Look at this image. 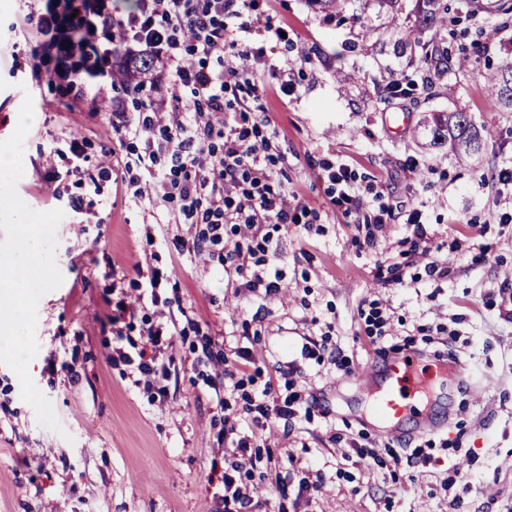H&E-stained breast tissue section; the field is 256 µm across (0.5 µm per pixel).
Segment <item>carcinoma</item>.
<instances>
[{
	"label": "carcinoma",
	"mask_w": 512,
	"mask_h": 512,
	"mask_svg": "<svg viewBox=\"0 0 512 512\" xmlns=\"http://www.w3.org/2000/svg\"><path fill=\"white\" fill-rule=\"evenodd\" d=\"M483 9L506 23L512 20V0H495L483 5ZM413 12L414 25L392 44L394 56L410 60L417 48L426 46L439 66H448V51L439 49L436 44L447 25L448 0H415ZM148 70L149 64L145 61L130 63L126 67L125 80L141 89L147 83ZM483 79L491 108L498 112H512V96L505 94L507 81H512V57L503 58L494 69L483 73ZM426 127L431 145L447 144L461 156L480 153L492 138L491 130L477 128L464 112H431Z\"/></svg>",
	"instance_id": "obj_1"
}]
</instances>
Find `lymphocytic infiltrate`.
Masks as SVG:
<instances>
[{
  "mask_svg": "<svg viewBox=\"0 0 512 512\" xmlns=\"http://www.w3.org/2000/svg\"><path fill=\"white\" fill-rule=\"evenodd\" d=\"M245 0H136L122 17L112 0H30L25 22L47 40L52 64L49 85L91 111L112 100V70L117 57L161 65L186 102L164 108L149 104L139 112L110 117L118 142L139 141L135 157L124 162L134 196L148 207H171L178 224L194 225L192 238L176 235V252L186 250L218 261L239 275L238 290L277 293L282 281L273 260L281 251L282 228L299 223L306 209L291 203L275 185L281 155L259 139L247 101L224 109L230 87L245 88L249 98L261 89L253 74L226 63L224 45L235 37L229 21L241 17ZM246 230L252 246L228 243L225 226ZM138 352L141 374H158V362L173 348L170 325L145 331Z\"/></svg>",
  "mask_w": 512,
  "mask_h": 512,
  "instance_id": "obj_1",
  "label": "lymphocytic infiltrate"
}]
</instances>
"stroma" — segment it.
Masks as SVG:
<instances>
[{
	"label": "stroma",
	"instance_id": "stroma-1",
	"mask_svg": "<svg viewBox=\"0 0 512 512\" xmlns=\"http://www.w3.org/2000/svg\"><path fill=\"white\" fill-rule=\"evenodd\" d=\"M413 6L403 0L395 18L345 0L336 17L309 0H248V29L224 57L250 50L245 65L264 87L258 130L286 157L277 179L319 214L289 225L276 261L284 281L268 296L235 294L219 263L167 246L192 227L144 212L108 153V113L75 106L37 77L46 50L23 22L26 4L0 0V140L31 95L36 122L17 192L34 210L64 212L55 251L64 281L38 303L36 338L47 348L29 370L64 431L38 423L0 364V512H224L217 434L227 415L249 437L240 476L255 512H512V223L499 221L512 214V187L497 180L512 168V112L493 111L480 80L512 51V23L480 10L449 18L452 52L469 64L440 77L388 47L364 51L407 28ZM280 28L290 43L276 39ZM395 79L412 84L410 95L389 90ZM431 110L467 113L495 136L471 158L432 148L421 132ZM390 112L407 113V129H389ZM73 137L109 177H67ZM340 166L360 200L351 211L319 178ZM138 263L162 272L157 287L136 275ZM116 282L134 314L115 328ZM149 322L176 327L159 382L110 359L114 331L133 356ZM442 343L492 387L475 402L448 378L432 430L379 437L352 368ZM206 348L215 360L202 365ZM268 385L276 403L292 404L258 427L246 400Z\"/></svg>",
	"mask_w": 512,
	"mask_h": 512
}]
</instances>
